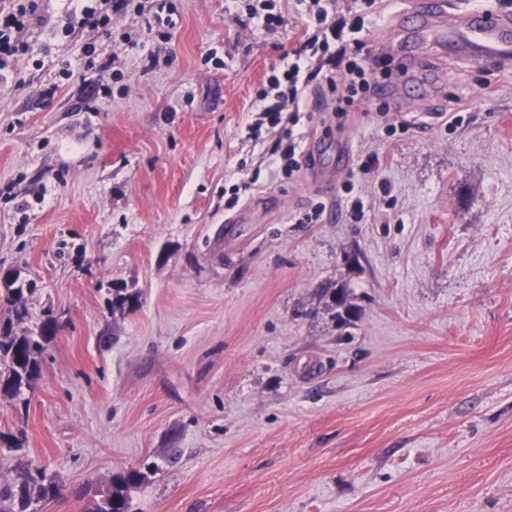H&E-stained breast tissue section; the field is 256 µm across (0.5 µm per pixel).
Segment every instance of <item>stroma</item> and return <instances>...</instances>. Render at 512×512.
Returning a JSON list of instances; mask_svg holds the SVG:
<instances>
[{
  "instance_id": "obj_1",
  "label": "stroma",
  "mask_w": 512,
  "mask_h": 512,
  "mask_svg": "<svg viewBox=\"0 0 512 512\" xmlns=\"http://www.w3.org/2000/svg\"><path fill=\"white\" fill-rule=\"evenodd\" d=\"M171 2L163 38L133 13L67 36L36 0L0 71V325L57 323L0 396V487L18 443L60 478L35 512H94L131 468L133 512H512V66L394 33L418 0H382L386 95L254 135L300 18ZM294 128L350 144L331 192L273 155ZM260 5L249 4L245 9L249 19L254 20L267 30H274L285 23V17L280 4L275 2H288L282 0H263Z\"/></svg>"
}]
</instances>
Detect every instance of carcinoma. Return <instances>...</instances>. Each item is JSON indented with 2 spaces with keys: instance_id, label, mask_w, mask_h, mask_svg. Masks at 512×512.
Returning <instances> with one entry per match:
<instances>
[{
  "instance_id": "cac0c4a2",
  "label": "carcinoma",
  "mask_w": 512,
  "mask_h": 512,
  "mask_svg": "<svg viewBox=\"0 0 512 512\" xmlns=\"http://www.w3.org/2000/svg\"><path fill=\"white\" fill-rule=\"evenodd\" d=\"M330 301L337 320L344 322L354 316L355 308L345 289H334ZM56 329L55 320L50 318L41 325L38 339L25 334L18 336L8 328L0 333V394L17 397L23 389L32 387L40 370L42 341L55 335ZM141 479L142 474L136 470L112 476L110 487L95 512H131L127 489ZM55 488V481L48 479L30 462L22 472L17 488L0 490V512H27L32 502L52 494Z\"/></svg>"
}]
</instances>
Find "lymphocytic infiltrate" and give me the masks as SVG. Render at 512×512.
I'll return each mask as SVG.
<instances>
[{
	"mask_svg": "<svg viewBox=\"0 0 512 512\" xmlns=\"http://www.w3.org/2000/svg\"><path fill=\"white\" fill-rule=\"evenodd\" d=\"M304 21V30L293 51V58L281 74L268 77L259 93L261 112L271 124H278L283 113L300 112L313 90L333 93L332 109L345 111L354 100L368 101L376 83L367 76L362 52L369 34L363 19L352 26L338 21L341 0H293ZM38 21L33 0H13L8 12H0V71L11 58L27 50L22 35Z\"/></svg>",
	"mask_w": 512,
	"mask_h": 512,
	"instance_id": "obj_1",
	"label": "lymphocytic infiltrate"
}]
</instances>
